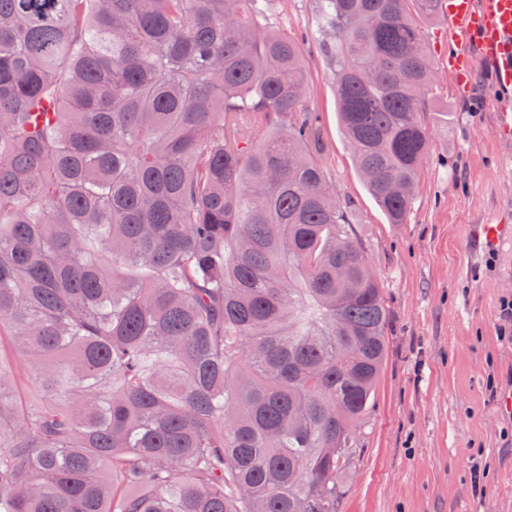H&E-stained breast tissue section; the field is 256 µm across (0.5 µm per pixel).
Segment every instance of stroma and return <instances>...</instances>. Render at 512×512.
Instances as JSON below:
<instances>
[{
	"mask_svg": "<svg viewBox=\"0 0 512 512\" xmlns=\"http://www.w3.org/2000/svg\"><path fill=\"white\" fill-rule=\"evenodd\" d=\"M271 26L302 45L324 175L362 241L390 311L375 404L353 440L338 512H512V243L475 247L470 225L512 224V146L496 134L493 77L457 99L428 93V160L406 223H388L343 136L312 0H271Z\"/></svg>",
	"mask_w": 512,
	"mask_h": 512,
	"instance_id": "35a3bbf8",
	"label": "stroma"
}]
</instances>
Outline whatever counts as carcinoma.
Listing matches in <instances>:
<instances>
[{"instance_id":"carcinoma-1","label":"carcinoma","mask_w":512,"mask_h":512,"mask_svg":"<svg viewBox=\"0 0 512 512\" xmlns=\"http://www.w3.org/2000/svg\"><path fill=\"white\" fill-rule=\"evenodd\" d=\"M342 130L391 224L428 157L414 15L315 0ZM269 0H0V512H338L386 363Z\"/></svg>"}]
</instances>
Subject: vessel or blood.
<instances>
[{"label": "vessel or blood", "instance_id": "obj_1", "mask_svg": "<svg viewBox=\"0 0 512 512\" xmlns=\"http://www.w3.org/2000/svg\"><path fill=\"white\" fill-rule=\"evenodd\" d=\"M441 15L448 22L452 47L446 67L454 77L453 92L467 96L471 74L478 62L494 70L499 100L498 138L512 143V0H441ZM477 245L512 241V224H479L473 235Z\"/></svg>", "mask_w": 512, "mask_h": 512}]
</instances>
